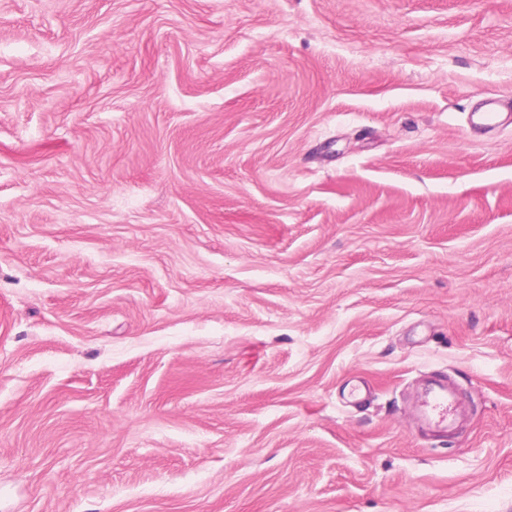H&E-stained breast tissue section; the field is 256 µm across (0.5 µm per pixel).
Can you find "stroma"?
I'll list each match as a JSON object with an SVG mask.
<instances>
[{
	"instance_id": "stroma-1",
	"label": "stroma",
	"mask_w": 512,
	"mask_h": 512,
	"mask_svg": "<svg viewBox=\"0 0 512 512\" xmlns=\"http://www.w3.org/2000/svg\"><path fill=\"white\" fill-rule=\"evenodd\" d=\"M492 96L512 0H0V512H512ZM508 112L506 115L503 112ZM512 105L505 103L501 99L491 98L486 101L485 109L481 112H472L469 116V122L472 125L483 128H495L510 119L512 121ZM421 411L430 425L439 432H447L453 420L457 403L446 387H440L435 394L427 395L421 402Z\"/></svg>"
}]
</instances>
